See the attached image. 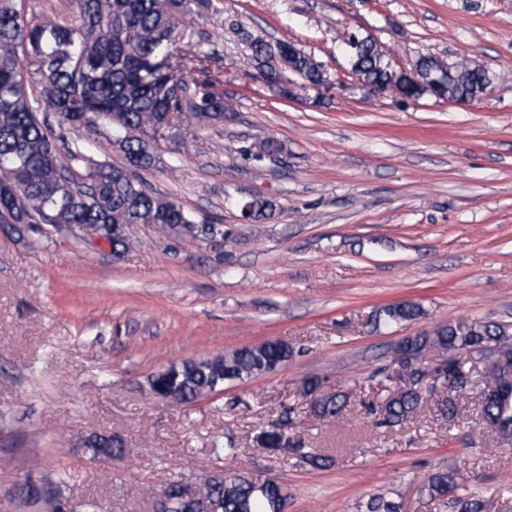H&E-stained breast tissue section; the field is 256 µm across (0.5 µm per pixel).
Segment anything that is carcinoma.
I'll use <instances>...</instances> for the list:
<instances>
[{
	"label": "carcinoma",
	"instance_id": "cac0c4a2",
	"mask_svg": "<svg viewBox=\"0 0 512 512\" xmlns=\"http://www.w3.org/2000/svg\"><path fill=\"white\" fill-rule=\"evenodd\" d=\"M73 20L40 17L25 10V0H0V224H53L90 228L112 224L119 228L112 252L122 255L136 226L151 224L167 234L177 226L206 224L178 201L158 192L140 175L156 161V147L183 126L198 130L204 123L221 122L233 111L224 96L207 84H189L183 75L179 45L190 37L192 22L210 0H75ZM250 59L268 79L290 70L308 84L324 82L321 66L288 43L272 44L247 36ZM351 71L361 82L376 88L406 85L408 96L431 95L448 100L471 97L490 83L489 69L432 54L419 56L413 77L392 69L377 41L356 33L345 41ZM44 112H53L63 124L102 125L125 165L92 158V142L68 143L55 135ZM276 140L247 149L256 161L278 154ZM275 204L251 201L249 222L272 217ZM418 305L402 302L385 306L374 322L387 325L417 319ZM413 360L385 375L395 391L379 405L368 406L377 424L402 426L428 403L440 416L456 422L464 416L457 395L470 393L478 400L480 424L497 440H512V327L506 323L462 319L436 326L430 333L409 337ZM495 345L497 362L488 365L495 391L474 376L470 355ZM448 352L447 367L437 371L423 389L416 374L426 370L432 352ZM286 360L278 342L265 341L224 355L173 362L148 377L149 390L168 404L184 406L216 393L225 382L241 381L276 371ZM316 376L304 381L311 412L319 418L338 419L348 396L321 393ZM253 441L277 453L296 454L309 466L323 469L331 459L303 451L285 427L273 426L255 434ZM91 460L124 458V442L116 434H94L83 441ZM211 452L238 457L233 439L216 440ZM46 487L37 498H17L22 512H62L69 474L56 470L43 476ZM430 501L451 502L459 512H490V500L467 489L454 469L431 474L423 488ZM167 512H200L205 501L213 512H271V499L288 501V488L267 479L226 469L192 493L182 486H167ZM367 512H400V504L384 495L371 498Z\"/></svg>",
	"mask_w": 512,
	"mask_h": 512
}]
</instances>
